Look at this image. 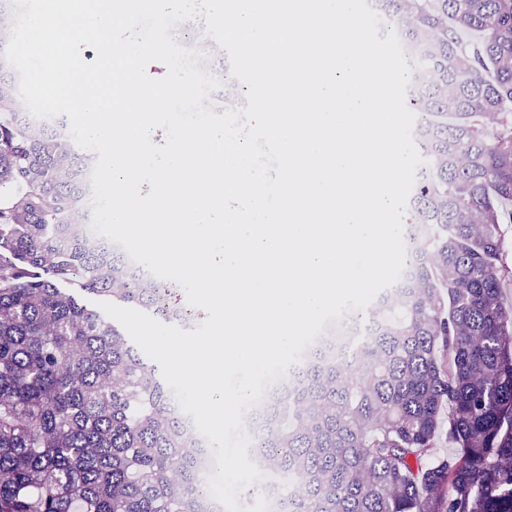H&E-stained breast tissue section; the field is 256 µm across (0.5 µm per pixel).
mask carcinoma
Returning <instances> with one entry per match:
<instances>
[{"label":"carcinoma","mask_w":512,"mask_h":512,"mask_svg":"<svg viewBox=\"0 0 512 512\" xmlns=\"http://www.w3.org/2000/svg\"><path fill=\"white\" fill-rule=\"evenodd\" d=\"M419 49L407 103L426 164L401 279L256 408L278 512H512V0H375ZM0 35V512H218L208 458L158 365L84 295L182 311L79 203L83 154L14 108ZM361 361L365 381L343 367ZM446 433L454 452L434 457Z\"/></svg>","instance_id":"1"}]
</instances>
